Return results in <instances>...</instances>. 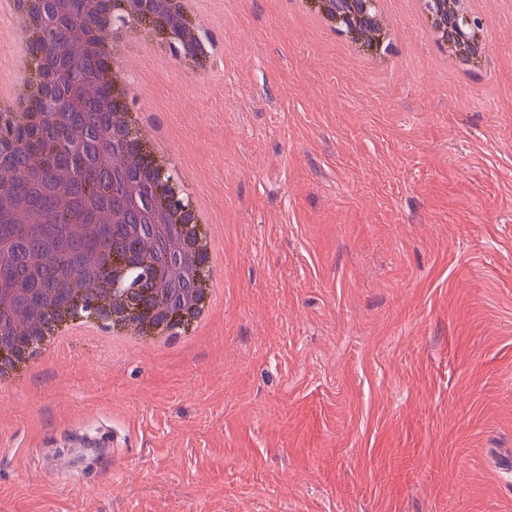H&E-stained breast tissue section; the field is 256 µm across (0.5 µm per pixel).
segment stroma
Listing matches in <instances>:
<instances>
[{
  "instance_id": "stroma-1",
  "label": "stroma",
  "mask_w": 512,
  "mask_h": 512,
  "mask_svg": "<svg viewBox=\"0 0 512 512\" xmlns=\"http://www.w3.org/2000/svg\"><path fill=\"white\" fill-rule=\"evenodd\" d=\"M388 8V73L279 0H199L205 70L130 42L221 299L174 348L17 373L0 512H512V0L466 74Z\"/></svg>"
}]
</instances>
